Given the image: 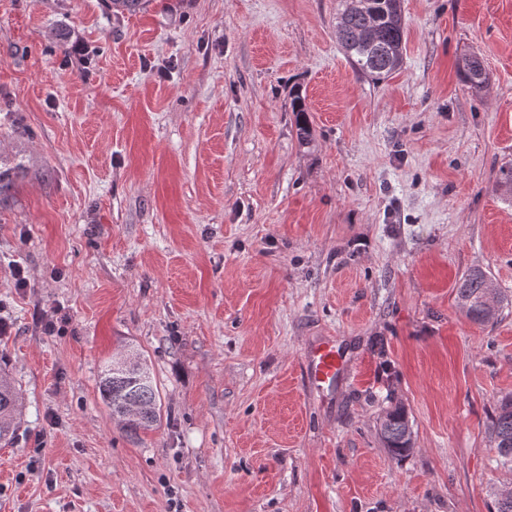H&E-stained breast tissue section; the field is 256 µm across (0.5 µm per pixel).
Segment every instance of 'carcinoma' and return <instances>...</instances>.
I'll return each instance as SVG.
<instances>
[{
	"label": "carcinoma",
	"instance_id": "cac0c4a2",
	"mask_svg": "<svg viewBox=\"0 0 512 512\" xmlns=\"http://www.w3.org/2000/svg\"><path fill=\"white\" fill-rule=\"evenodd\" d=\"M372 9L363 10L346 2L337 17L336 32L353 69L376 80L391 76L401 68L406 23L401 11V0H371ZM145 0H106L113 13L135 12ZM458 72L467 85L479 89L486 82L481 60L465 56L458 62ZM297 114V130L303 142L310 135L307 109L300 96L292 104ZM501 199L512 204V164L499 169L495 184ZM491 282L489 274L481 268L469 270L457 286V299L466 317L475 323L492 321L498 309H490L485 303V289ZM9 361L0 355V444H10L17 431L20 415V396L9 374ZM101 400L112 411L129 406L134 413L123 417L126 431L137 434L153 427L160 421L159 393L146 362L138 361L131 369L122 372L112 370L107 363L99 380ZM490 428L497 451L496 465L512 473V399L506 398L494 409ZM413 433V425L405 408L394 405L386 412L380 425L382 441L388 453L400 457L412 450L406 434Z\"/></svg>",
	"mask_w": 512,
	"mask_h": 512
}]
</instances>
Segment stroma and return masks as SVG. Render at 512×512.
Returning <instances> with one entry per match:
<instances>
[{
    "label": "stroma",
    "instance_id": "stroma-1",
    "mask_svg": "<svg viewBox=\"0 0 512 512\" xmlns=\"http://www.w3.org/2000/svg\"><path fill=\"white\" fill-rule=\"evenodd\" d=\"M341 0H0V352L21 394L0 512H493L512 396V0H401V69L355 72ZM477 54L489 80L461 81ZM310 109L297 137L293 91ZM28 280L18 287L14 269ZM335 344L332 386L307 355ZM151 365L155 429L98 383ZM402 404L413 449L380 419ZM491 281L489 274L482 268L470 269L460 279L457 286V299L466 317L475 323H488L492 321L503 304L505 298H500L499 307H487L485 303V289ZM497 467L512 473V399L506 398L494 409L490 417ZM413 433V425L405 408L395 404L386 412L380 425L382 441L392 457L407 455L412 450V443L405 435Z\"/></svg>",
    "mask_w": 512,
    "mask_h": 512
}]
</instances>
